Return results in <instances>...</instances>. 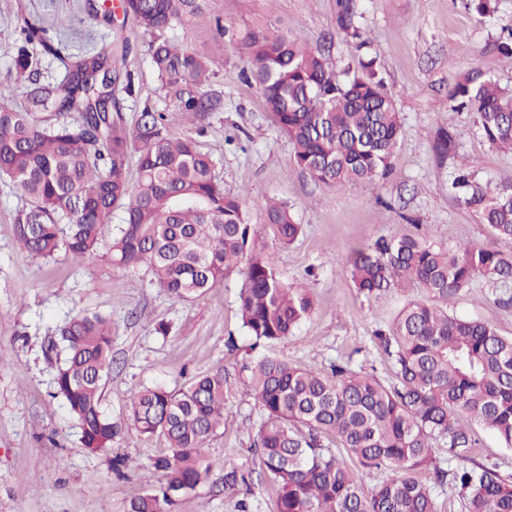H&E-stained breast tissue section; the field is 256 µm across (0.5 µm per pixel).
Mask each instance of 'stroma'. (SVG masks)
<instances>
[{
	"instance_id": "1",
	"label": "stroma",
	"mask_w": 512,
	"mask_h": 512,
	"mask_svg": "<svg viewBox=\"0 0 512 512\" xmlns=\"http://www.w3.org/2000/svg\"><path fill=\"white\" fill-rule=\"evenodd\" d=\"M91 1L109 6L111 26L89 28ZM359 5L368 38L360 48L336 29V0H209L202 16L174 27L171 35L207 57L215 77L204 92L220 96L222 106L201 123L175 126L172 133L196 139L211 154L225 189L245 194L251 214L266 200H281L302 226L291 244L280 245L269 232L256 242L272 254L284 279L308 289L315 305L310 318L273 345V353L321 368L347 362L387 383L394 367L373 336L392 329L410 295L359 293L348 271L352 250L382 236L420 235L447 246L469 242L512 253V240L494 237L448 187L460 167L485 183L512 173V154L494 149L477 133L471 115L449 99L454 84L476 67L512 90V54L486 48L512 30V0H498L490 18L465 0H359ZM38 19L62 33L65 54L90 40L99 46L115 37L130 40L124 69L132 89L116 91L127 120L146 102L160 111L169 107L122 0H0V79L13 66L24 22ZM276 19L321 50L333 70L376 59L402 124L386 178L330 188L297 165L290 142L246 75L241 50L224 35L228 29L241 35ZM444 130L456 143L447 155L435 149ZM25 205L19 189L0 182V512H127L131 497L151 492L161 481L154 460L167 451L164 439L128 427L107 451L88 452L76 420L55 393L61 356L51 343L57 328L80 310L112 320V371L103 388V407L112 418L125 417L139 387L180 388L216 371L226 378L233 416L206 442L202 455L210 473L180 512H239L244 500L259 505L260 512H275L276 493L261 476L254 449L259 410L241 369L251 340L238 313L239 270L184 302L152 284L144 266L78 265L62 255L34 260L14 231ZM448 310L512 336V283L475 281L449 298ZM162 323L169 327L164 336L156 332ZM233 467L253 472L251 486L225 489L224 472Z\"/></svg>"
}]
</instances>
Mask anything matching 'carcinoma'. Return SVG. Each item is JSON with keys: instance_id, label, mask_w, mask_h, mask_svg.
<instances>
[{"instance_id": "1", "label": "carcinoma", "mask_w": 512, "mask_h": 512, "mask_svg": "<svg viewBox=\"0 0 512 512\" xmlns=\"http://www.w3.org/2000/svg\"><path fill=\"white\" fill-rule=\"evenodd\" d=\"M206 3L124 0L172 102L168 112L144 104L132 125L115 97L123 75L117 57L126 53L102 47L64 55L52 26L25 22L14 73L0 82V179L28 201L16 218V235L32 257L62 252L79 264L105 257L119 268L145 265L158 287L182 301L241 268L242 327L255 346H270L309 318L314 303L254 242L269 229L287 245L302 226L285 203L265 204L261 223H253L243 195L224 190L198 142L171 135L172 126L202 120L219 106L201 92L214 77L207 59L167 35ZM336 8L338 29L363 44L357 0H337ZM241 47L248 76L292 143L297 165L315 181L373 184L391 172L401 123L374 59L338 74L280 21L250 30ZM44 55L63 67L61 80L40 81ZM17 91L24 96L20 108L10 104ZM450 100L473 115L490 145L512 153V93L474 68L454 85ZM451 189L497 237L512 240V175L484 184L462 169ZM119 208L124 217L114 225ZM350 274L367 295L419 292L399 310L392 333L374 335L394 364L395 382L386 385L342 362L325 371L273 354L246 366L260 411L255 447L276 491L277 512H439L435 490L448 485L464 512H512V483L472 458L476 426L512 448V336L448 314V297L474 281L512 282V254L381 237L353 251ZM57 335L63 360L56 393L78 422L83 447L107 450L128 424L144 436L163 437L170 454L155 460L163 480L154 492L132 497L128 512H178L208 475L202 447L228 417L224 373L180 389L144 386L131 395L126 418L115 420L102 407L112 321L80 312ZM325 435L336 438V448L323 442ZM423 467L432 468L431 486L417 478ZM384 469L403 475L367 487Z\"/></svg>"}]
</instances>
